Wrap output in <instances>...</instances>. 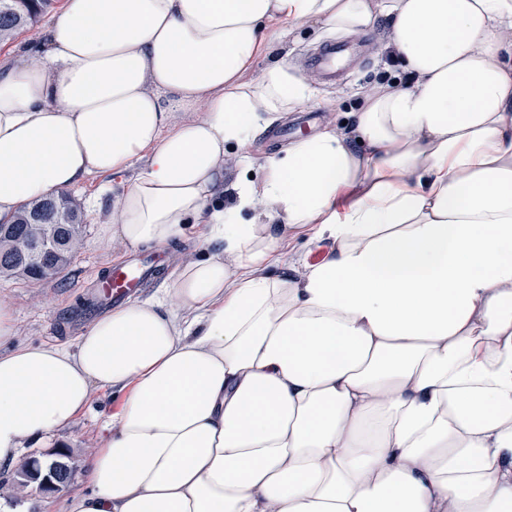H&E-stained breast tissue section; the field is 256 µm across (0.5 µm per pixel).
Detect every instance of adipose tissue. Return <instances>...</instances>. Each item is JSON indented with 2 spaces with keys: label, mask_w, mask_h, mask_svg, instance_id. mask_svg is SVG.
<instances>
[{
  "label": "adipose tissue",
  "mask_w": 512,
  "mask_h": 512,
  "mask_svg": "<svg viewBox=\"0 0 512 512\" xmlns=\"http://www.w3.org/2000/svg\"><path fill=\"white\" fill-rule=\"evenodd\" d=\"M381 18L415 84L364 93L369 153L316 133L223 206L225 145L314 96L248 82L269 25ZM132 167L89 203L107 236L221 253L71 345L14 344L0 304V470L101 388L67 512H512V0H66L0 67V222ZM275 219L325 249L300 277L264 273ZM206 225L194 224L189 228L187 239L181 244V251L189 253L194 257L207 255L215 252L214 246L208 244L205 238Z\"/></svg>",
  "instance_id": "1"
}]
</instances>
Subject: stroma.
<instances>
[{"label": "stroma", "mask_w": 512, "mask_h": 512, "mask_svg": "<svg viewBox=\"0 0 512 512\" xmlns=\"http://www.w3.org/2000/svg\"><path fill=\"white\" fill-rule=\"evenodd\" d=\"M337 40L348 42L356 50L349 63V77L333 82L327 76H319L313 80L316 94L311 101L295 111L275 116L270 124L255 132L250 148L252 166L248 170L254 181L263 179L267 155L280 147L272 137L274 127L293 125L298 136L304 137L330 123L341 127L349 136L350 147L362 153L366 146L355 133V114L362 105L363 89L377 85L405 86L400 63L387 61L384 45L388 41V28L382 24L360 34L333 31L318 24L298 25L289 28L283 43L275 46L273 56L284 61L289 73L304 79L311 71L305 63L306 57L323 43ZM272 231L277 243L275 260L266 269L270 277L298 276L305 262L318 258L317 249L308 244L305 236H289L277 223ZM133 253V248L120 241H104L99 219L90 213L86 216L83 245L63 284L0 278V303L13 309L17 321L15 343L36 345L75 340L96 318L95 312L88 309L96 283L112 264L127 260ZM111 401L109 392L94 391L87 414L59 433L55 440L26 442L22 459L43 458L57 443L72 449L79 458H86L96 446L99 425L104 414L110 413ZM0 512H65V503L55 493L42 495L32 488L17 490L11 473L0 472Z\"/></svg>", "instance_id": "1"}]
</instances>
